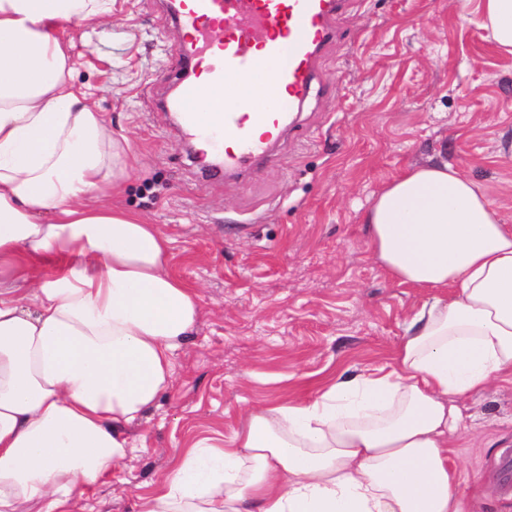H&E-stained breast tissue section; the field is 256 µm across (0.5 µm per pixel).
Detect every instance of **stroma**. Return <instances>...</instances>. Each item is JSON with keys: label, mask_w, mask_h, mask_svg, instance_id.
<instances>
[{"label": "stroma", "mask_w": 512, "mask_h": 512, "mask_svg": "<svg viewBox=\"0 0 512 512\" xmlns=\"http://www.w3.org/2000/svg\"><path fill=\"white\" fill-rule=\"evenodd\" d=\"M477 0H347L311 97L261 165L209 176L161 104L182 77L166 0H112L67 31L75 85L130 146L113 205L172 241L201 315L171 388L129 432L140 450L93 491L132 512L182 449L226 438L256 404L311 396L388 361L427 292L375 260L365 211L387 183L435 160L478 181L512 224V56L495 51ZM452 457L467 512H512V384L464 402Z\"/></svg>", "instance_id": "35a3bbf8"}]
</instances>
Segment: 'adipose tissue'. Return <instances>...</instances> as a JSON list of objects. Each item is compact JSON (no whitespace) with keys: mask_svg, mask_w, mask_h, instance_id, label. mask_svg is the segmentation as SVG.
<instances>
[{"mask_svg":"<svg viewBox=\"0 0 512 512\" xmlns=\"http://www.w3.org/2000/svg\"><path fill=\"white\" fill-rule=\"evenodd\" d=\"M478 10L512 55V0ZM111 11L0 0V512H69L105 483L201 313L169 238L112 206L125 150L72 84L62 31ZM365 222L388 276L431 294L391 360L249 409L134 512H465L462 404L512 382V225L445 161L389 182Z\"/></svg>","mask_w":512,"mask_h":512,"instance_id":"adipose-tissue-1","label":"adipose tissue"}]
</instances>
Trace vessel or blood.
Masks as SVG:
<instances>
[{"mask_svg":"<svg viewBox=\"0 0 512 512\" xmlns=\"http://www.w3.org/2000/svg\"><path fill=\"white\" fill-rule=\"evenodd\" d=\"M345 0H176L187 67L166 109L198 140L224 141L225 174L253 168L310 96L321 49L338 33ZM247 79L260 98L244 111L234 88ZM216 101L207 117L197 101Z\"/></svg>","mask_w":512,"mask_h":512,"instance_id":"b4317fda","label":"vessel or blood"}]
</instances>
